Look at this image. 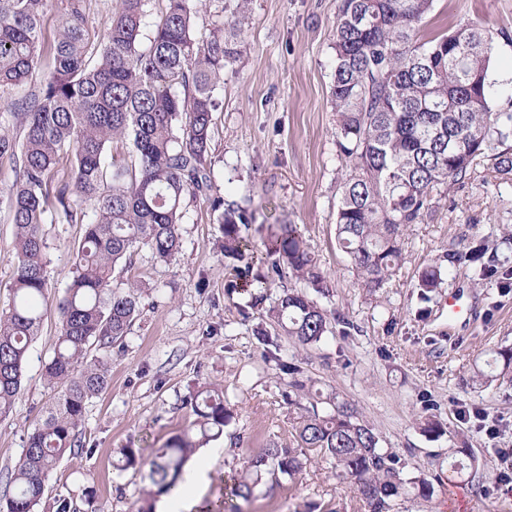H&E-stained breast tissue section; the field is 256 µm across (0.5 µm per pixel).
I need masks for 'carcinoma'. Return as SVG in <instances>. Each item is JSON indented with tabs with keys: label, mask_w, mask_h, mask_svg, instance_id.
<instances>
[{
	"label": "carcinoma",
	"mask_w": 512,
	"mask_h": 512,
	"mask_svg": "<svg viewBox=\"0 0 512 512\" xmlns=\"http://www.w3.org/2000/svg\"><path fill=\"white\" fill-rule=\"evenodd\" d=\"M48 0H0V89L23 85L41 57L50 70L39 91L11 102L5 112L21 136L0 134V158L13 162L16 177L6 190L14 225V278L0 307V416L9 414L21 391L32 342L47 311L43 260L46 224H82L74 276L59 298V336L43 376L53 391L46 415L29 433L11 471L13 493L0 512H36L45 482L60 460L90 452L78 440L87 405L108 386L112 346L127 336L140 314L142 288L114 284V272L143 249L160 260L179 252L182 202L188 192L210 198L214 91L224 69L242 54L235 33L198 37L194 19L205 0H164L161 18L141 46L151 0H116L100 40L89 37L92 0H63L56 34L46 40L42 18ZM434 0H339L332 44L330 98L336 112L338 156L350 163L340 183L336 240L351 260L361 286L383 287L403 261V236L432 211L433 192L462 182L479 157L500 174H512V112L493 109L490 80L492 38L471 23L430 38L420 27ZM130 141L126 165L106 166L107 144ZM70 156V178L52 182L61 155ZM212 199V198H210ZM88 204L91 211L83 210ZM222 209L224 257L244 263L254 251L244 229L253 215L216 197ZM273 281L292 276L322 292V278L294 224H277L264 241ZM448 268H466L477 280L501 271L481 238L448 251ZM442 264L419 277L423 298L440 287ZM280 329L302 348L321 341L330 317L316 300L286 289L272 310ZM97 354H91V350ZM500 375L476 367L475 388L498 377L512 383V348L497 351ZM288 374V404L298 408L293 447L272 445L247 458L224 480V496L207 512H241L263 484L293 481L303 458L316 452L336 476L354 481L366 512H391L395 499L428 497L433 484L406 471L405 460L380 446L374 428L353 403L323 396L300 366ZM196 420L144 454L122 448L119 468L147 469L150 489L136 512H152L151 499L177 485L197 449L224 434L232 412L224 392L201 386L189 396ZM465 448H450L448 481L462 476Z\"/></svg>",
	"instance_id": "carcinoma-1"
}]
</instances>
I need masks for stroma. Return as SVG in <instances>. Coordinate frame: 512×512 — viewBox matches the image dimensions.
Masks as SVG:
<instances>
[{"label":"stroma","mask_w":512,"mask_h":512,"mask_svg":"<svg viewBox=\"0 0 512 512\" xmlns=\"http://www.w3.org/2000/svg\"><path fill=\"white\" fill-rule=\"evenodd\" d=\"M338 0H250L240 27L245 50L228 66L214 96L213 193L254 216L247 233L262 252L271 224L297 225L314 256L329 297L323 307L340 323L308 348L279 333L270 315L283 291L297 287L290 273L270 283L264 300L249 306L245 279L220 253L218 213L210 200L186 196L179 226L181 250L170 261L149 253L132 257L117 282L143 284L140 314L123 346L113 348L107 389L91 400L78 435L88 449L64 457L46 481L37 512H52L57 495L71 494L79 512H133L148 487L142 471L120 470L119 450L160 447L191 426L190 392L210 384L224 392L233 417L214 445L203 500H217L223 479L246 457L293 443L295 407L284 398L288 377L279 362L301 366L323 394L355 404L382 447L399 453L411 471L432 481L429 498L398 500L393 512H512V480L498 458L512 448V384L472 388L473 366H486L498 348L512 347V288L497 279L473 280L461 270L444 276L430 300L420 298L419 274L462 240L478 236L512 267V179L481 161L462 183L441 185L434 211L404 236V260L377 289L361 288L336 243L339 182L348 167L336 152V114L330 105L331 44ZM474 22L492 37L495 109L512 110V0H434L424 24L439 33ZM50 299L73 277L79 224L44 227ZM462 291L466 322L448 327V295ZM350 329H343V322ZM275 333L267 359L257 327ZM58 336L49 310L25 367L13 412L0 418V499L25 438L50 403L43 365ZM476 409L483 420L464 419ZM440 428L424 431L425 416ZM465 436L476 459L447 483L448 436ZM242 512H365L353 481L339 480L310 455L298 479L260 489Z\"/></svg>","instance_id":"obj_1"}]
</instances>
